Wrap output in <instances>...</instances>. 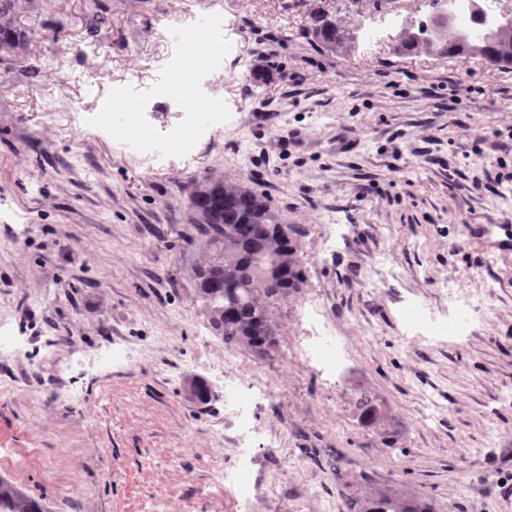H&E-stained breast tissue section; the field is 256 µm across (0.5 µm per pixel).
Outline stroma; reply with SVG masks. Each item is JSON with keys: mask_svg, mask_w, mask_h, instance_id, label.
<instances>
[{"mask_svg": "<svg viewBox=\"0 0 512 512\" xmlns=\"http://www.w3.org/2000/svg\"><path fill=\"white\" fill-rule=\"evenodd\" d=\"M428 0H13L0 44V479L42 512H512V255L474 224L512 219V69L396 53ZM349 38L327 50L314 15ZM223 16L234 51L194 97L223 126L169 150L189 117L154 93L188 45L180 15ZM381 30L378 41L363 37ZM122 88L144 127L103 128ZM164 150L145 156L140 138ZM251 188L287 225L304 281L269 299L266 354L225 346L195 296L188 221L202 177ZM476 298L464 336H421L415 302ZM320 314L335 375L302 350ZM237 364L228 368L225 357ZM254 392L250 505L227 378ZM207 384L206 400L186 390ZM369 396L379 420L363 423ZM247 448H240L232 476L233 490L239 502L248 503L254 497V485L249 476Z\"/></svg>", "mask_w": 512, "mask_h": 512, "instance_id": "obj_1", "label": "stroma"}]
</instances>
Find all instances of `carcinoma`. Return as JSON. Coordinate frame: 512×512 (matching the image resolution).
<instances>
[{
  "label": "carcinoma",
  "instance_id": "obj_1",
  "mask_svg": "<svg viewBox=\"0 0 512 512\" xmlns=\"http://www.w3.org/2000/svg\"><path fill=\"white\" fill-rule=\"evenodd\" d=\"M434 17L427 16L413 24V35L399 39V50L404 54L416 53L425 48H435L441 56L455 57L471 54V44L458 36L464 29L459 24L448 30L447 36L436 45L427 43ZM313 35L322 43L340 45L346 39L345 30L337 24L326 25L315 20ZM484 52L500 56L494 66L512 67V49L504 48L489 38L484 41ZM207 192L194 202V219L204 245L212 255L209 261L195 268L197 296L210 317L216 333L224 338L227 346H244L257 352L273 339L272 328H266L257 318L253 294L266 271L279 269L278 295H288L303 281L302 269L294 257L291 241L283 240L280 225L276 223L264 197L249 188L223 181H206ZM235 265L244 276L228 281L225 268ZM8 512H40L38 503L31 497L0 481V504ZM370 512H426L418 506L400 504L390 498L373 503Z\"/></svg>",
  "mask_w": 512,
  "mask_h": 512
}]
</instances>
